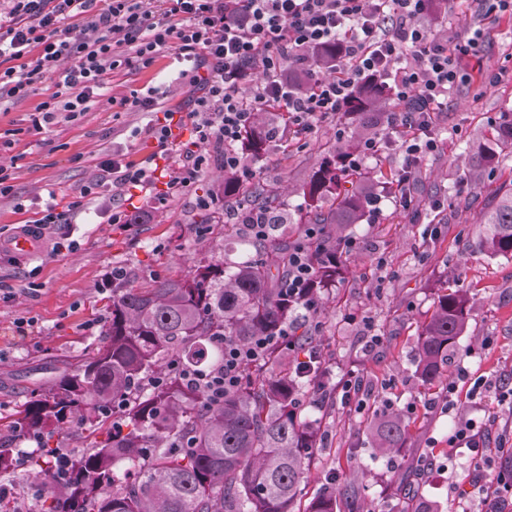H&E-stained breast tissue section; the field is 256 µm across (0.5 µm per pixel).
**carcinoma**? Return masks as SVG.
<instances>
[{
	"label": "carcinoma",
	"mask_w": 512,
	"mask_h": 512,
	"mask_svg": "<svg viewBox=\"0 0 512 512\" xmlns=\"http://www.w3.org/2000/svg\"><path fill=\"white\" fill-rule=\"evenodd\" d=\"M382 94L357 93L346 112L361 120ZM512 150V118L494 144L478 150L477 163ZM352 152L336 149L324 159L304 191L307 211L299 215L298 240L281 230L274 192L255 183L243 189L229 176L224 196L243 213L262 207L272 217L267 237L242 236L213 261L180 278H156L146 286L112 288L105 323L107 343L59 377L54 387L34 394L14 413L11 426L40 439L42 451L30 467L49 489L43 512H294L302 495L306 463L321 437L301 418L300 388L325 377L321 345L309 324L315 312L288 297V253L303 246L314 276L310 299L317 301L345 279L348 268L332 227L343 231L360 223L373 201L370 176L349 169ZM486 247L512 255V188L481 219ZM315 225L318 233L307 236ZM468 319L467 298L455 291L439 297L418 338L416 372L436 381L448 351ZM286 328L306 367L284 363L282 351L245 370L239 386L218 405L180 375L168 373L176 359L189 370L207 373L224 363L216 336L247 342ZM162 376L160 385L141 388L143 379ZM123 403L118 420L112 406ZM80 420L88 425L91 446L76 453L59 482L50 466V441ZM377 448H402L408 427L400 415H375L371 424ZM507 466L485 484L491 498L512 483V448L497 449ZM305 512H336V496L315 498Z\"/></svg>",
	"instance_id": "carcinoma-1"
}]
</instances>
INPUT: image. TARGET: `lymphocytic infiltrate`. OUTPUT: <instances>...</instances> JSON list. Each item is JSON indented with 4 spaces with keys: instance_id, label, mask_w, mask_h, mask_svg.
I'll return each instance as SVG.
<instances>
[{
    "instance_id": "obj_1",
    "label": "lymphocytic infiltrate",
    "mask_w": 512,
    "mask_h": 512,
    "mask_svg": "<svg viewBox=\"0 0 512 512\" xmlns=\"http://www.w3.org/2000/svg\"><path fill=\"white\" fill-rule=\"evenodd\" d=\"M158 10L144 0H13L0 15V94L18 100L35 85L54 79L56 91L31 115L41 131L57 113L80 114L107 71L123 64L118 45L134 52L142 67L176 43L191 62L192 96L188 117L200 142L224 147V168L239 182L256 178V161L238 144L255 124L257 112L277 105L285 127L267 128L270 143H284L289 132L312 130L344 113L367 81L385 83L396 104L387 115L383 139L361 142L351 169L376 155L381 140L396 142L409 165L438 148L430 115L442 111L450 94L470 83L486 39L482 25L448 44L427 27L435 0H160ZM335 47L325 75L313 77L308 90L290 88L287 69L311 54ZM72 65L58 70L60 60ZM123 103L149 113L145 133L161 154L173 151L171 110H160L154 95L131 94ZM160 154V155H161ZM158 157V156H157ZM156 156L133 165L119 160L101 164L100 181L118 188H151ZM287 332L247 345L224 343V367L207 374L182 371V378L215 400L235 389L247 368L260 364L272 347H285Z\"/></svg>"
}]
</instances>
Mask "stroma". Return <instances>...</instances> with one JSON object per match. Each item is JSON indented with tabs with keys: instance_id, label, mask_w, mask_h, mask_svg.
<instances>
[{
	"instance_id": "stroma-1",
	"label": "stroma",
	"mask_w": 512,
	"mask_h": 512,
	"mask_svg": "<svg viewBox=\"0 0 512 512\" xmlns=\"http://www.w3.org/2000/svg\"><path fill=\"white\" fill-rule=\"evenodd\" d=\"M470 19V0H444L441 14L428 22L453 44L464 39ZM484 27L486 74L456 89L444 111L433 113L438 149L406 187L414 201L430 209V218L399 206L398 191L385 182L384 173L403 165L394 147L365 160L362 169L373 176L379 210L350 230L358 247L349 253V272L318 306L330 385L338 387L355 373L364 402L360 411L337 394L323 403L310 385L299 394L303 416L321 436L302 498L335 487L337 512H411V483L440 512H491L485 495L466 500L457 495L458 485L474 470L470 451L450 445L453 424L472 419L484 427L486 455L512 446V404L498 397L499 387L512 385V259L482 246L485 227L479 222L512 187V153L499 155L489 169L472 167L468 156L497 136L503 113H512V18L492 16ZM181 69L175 48L169 47L150 67L134 63L109 71L86 112L73 119L58 113L39 133L32 130L30 115L55 92L53 81L38 85L26 99H0V166L11 185L10 194L0 196V227L34 220L52 194L67 212L78 243L76 251L47 252L34 262L0 254V280L16 294L13 301L0 300V448L39 455L38 445L9 423L33 389L50 387L60 372L106 344L112 291L102 282L112 267H124L140 285L155 276H184L219 254L226 235L245 231L242 212L224 196L223 146L198 145L188 119L174 125V142L180 153L198 150L208 158L190 186L170 191L176 164L164 160L150 190L128 189L116 196L107 187L96 195L83 193L103 160L137 163L156 152V141L137 134L148 113L123 107L121 100L159 85L161 106L184 103L190 87L179 79ZM360 131L342 118L307 134H291L287 146L265 145L257 180L279 193L286 210L297 212L312 172L329 151ZM202 197L211 199L210 209L199 208ZM116 211L126 213L127 223H112ZM36 264L39 286L32 290L23 272ZM449 287L465 292L469 319L445 371L427 387L415 372L418 335ZM21 318L34 323L23 337L16 331ZM375 336L382 339L376 346L370 343ZM477 379L485 380L486 390L472 399L468 384ZM376 410L402 412L409 430L404 448L389 455L374 452L367 417ZM0 486L23 496L24 512H41L46 490L31 469L0 473Z\"/></svg>"
}]
</instances>
